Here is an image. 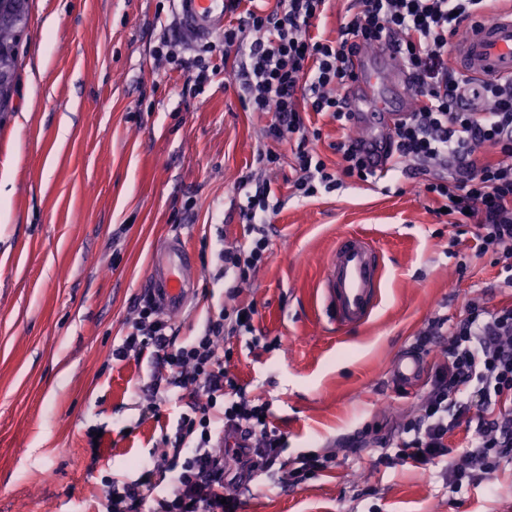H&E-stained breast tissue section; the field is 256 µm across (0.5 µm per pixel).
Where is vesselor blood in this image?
<instances>
[{
    "label": "vessel or blood",
    "instance_id": "b4317fda",
    "mask_svg": "<svg viewBox=\"0 0 512 512\" xmlns=\"http://www.w3.org/2000/svg\"><path fill=\"white\" fill-rule=\"evenodd\" d=\"M178 18L188 37L211 38L224 29L228 0H176ZM454 64L461 77L495 83L512 79V8L476 17L464 41L454 51ZM401 72L399 56L383 49L376 67H368L363 56L352 58L355 80L348 94L347 110L352 122H361L366 111L383 116L386 125L404 118L405 110L393 108L372 90L382 69ZM192 256L184 245L173 241L152 262L149 288L165 311L182 310L194 290ZM382 258L367 237L348 233L341 236L327 263L322 286L333 321L339 326H357L370 317L379 303ZM422 365L418 357L402 356L394 370L402 384L416 381Z\"/></svg>",
    "mask_w": 512,
    "mask_h": 512
}]
</instances>
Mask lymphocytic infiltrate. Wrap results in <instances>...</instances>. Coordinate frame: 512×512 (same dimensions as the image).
<instances>
[{
	"label": "lymphocytic infiltrate",
	"instance_id": "f902f5d3",
	"mask_svg": "<svg viewBox=\"0 0 512 512\" xmlns=\"http://www.w3.org/2000/svg\"><path fill=\"white\" fill-rule=\"evenodd\" d=\"M327 0H276L265 9L257 0H229L235 23L225 26L201 53L180 56L169 38L155 54L186 73L195 89L219 71L211 53L241 52L246 62L235 74L241 100L255 112L271 113L266 139L294 142L293 183L301 197L319 188L341 187L344 179H373L354 136L336 143L340 162L329 171L314 143L310 114H327L347 124L345 97L352 74L349 59L389 43L402 57L415 101L397 124L394 167L425 175L424 194L445 208L449 224H471L477 254L491 255L512 288V80L461 85L451 49L466 33L471 17L491 13V0H352L348 20L336 40L311 35ZM246 189L240 207L247 227L243 243L222 247L218 258L224 300L209 317L204 333L178 342L177 329L150 295L133 301L132 315L113 359H149L155 369L144 415L158 419L173 399L185 407L174 435L164 436L173 453L150 454L132 481L106 484L105 512H238L235 488L263 472L280 473L296 486L333 468L337 449L359 455L375 448L377 463L409 466L430 473L443 467L449 493L491 482L502 466H512V305L491 307L471 301L453 320L438 318L419 332L415 355L438 352L414 411L390 432L362 428L337 439L335 448L284 456L288 438L270 418V406L248 395L230 370L232 338L247 337L249 348L261 338L255 303L240 299L246 284L268 257L266 226L278 207L271 188ZM466 432L462 449L448 438Z\"/></svg>",
	"mask_w": 512,
	"mask_h": 512
}]
</instances>
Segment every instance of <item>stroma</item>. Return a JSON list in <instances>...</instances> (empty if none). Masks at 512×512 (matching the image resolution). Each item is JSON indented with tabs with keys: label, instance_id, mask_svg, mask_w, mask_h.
I'll use <instances>...</instances> for the list:
<instances>
[{
	"label": "stroma",
	"instance_id": "1",
	"mask_svg": "<svg viewBox=\"0 0 512 512\" xmlns=\"http://www.w3.org/2000/svg\"><path fill=\"white\" fill-rule=\"evenodd\" d=\"M196 55L174 7L159 0H31L15 112L0 121V512H104L105 482L136 479L162 431L141 416L149 361L112 358L156 249L183 238L198 265L195 297L171 316L199 335L224 297L220 243L243 241L238 180L270 182L280 202L269 257L241 295L268 345L234 344L232 368L270 403L287 457L363 425L385 429L415 405L391 368L434 317L470 300L512 305L499 269L475 252L474 227L441 223L423 176L390 171L367 184L296 197L289 144L263 136L267 114L240 100L230 55L196 95L184 72L157 64L162 34ZM275 165L259 168L258 149ZM201 209H186L191 198ZM345 233L382 253L380 305L364 325L336 327L321 281ZM98 448H91L92 436ZM495 491L448 492L408 466L339 457L291 488L257 477L240 512H503Z\"/></svg>",
	"mask_w": 512,
	"mask_h": 512
}]
</instances>
